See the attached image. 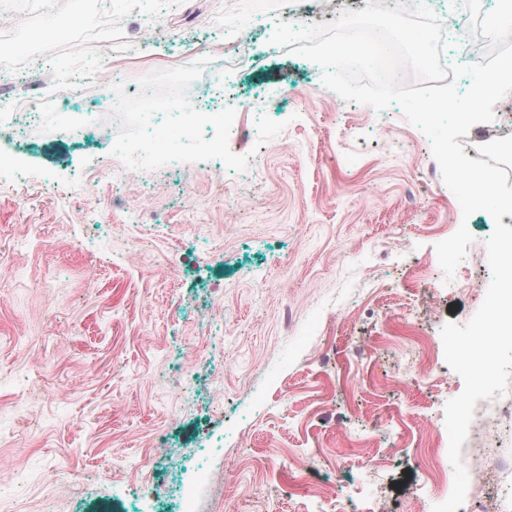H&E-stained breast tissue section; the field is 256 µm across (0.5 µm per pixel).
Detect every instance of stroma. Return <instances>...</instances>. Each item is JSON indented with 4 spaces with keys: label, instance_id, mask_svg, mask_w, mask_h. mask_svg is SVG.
<instances>
[{
    "label": "stroma",
    "instance_id": "35a3bbf8",
    "mask_svg": "<svg viewBox=\"0 0 512 512\" xmlns=\"http://www.w3.org/2000/svg\"><path fill=\"white\" fill-rule=\"evenodd\" d=\"M70 33L27 44L36 0H0V512H363L426 508V425L451 469L445 405L455 372L406 362L443 356V326L465 324L491 280L483 211L463 217L429 138L398 105L384 111L327 89L323 71L271 45L264 0H68ZM245 61L218 89L190 87L199 111L233 107L221 160L126 171L111 139L40 132L56 84L42 60L109 112L187 55ZM106 60L96 72L89 59ZM471 127L468 158L512 135V94ZM472 236L453 277L437 243ZM410 252H402L400 239ZM148 451L144 473L130 462ZM319 498L294 494L299 461Z\"/></svg>",
    "mask_w": 512,
    "mask_h": 512
}]
</instances>
